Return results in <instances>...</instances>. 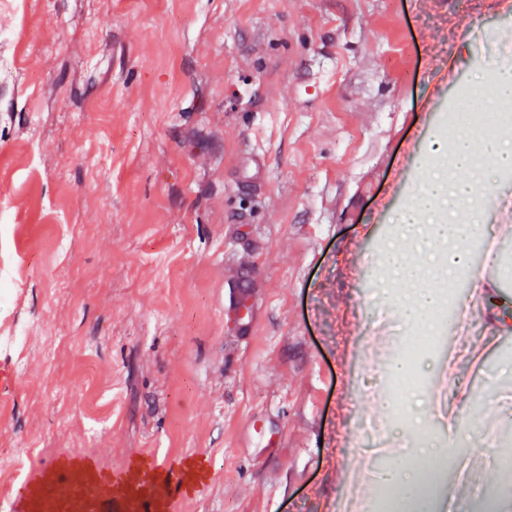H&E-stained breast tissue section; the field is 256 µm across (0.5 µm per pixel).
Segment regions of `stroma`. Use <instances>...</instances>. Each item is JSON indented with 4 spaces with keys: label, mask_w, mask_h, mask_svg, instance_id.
Segmentation results:
<instances>
[{
    "label": "stroma",
    "mask_w": 512,
    "mask_h": 512,
    "mask_svg": "<svg viewBox=\"0 0 512 512\" xmlns=\"http://www.w3.org/2000/svg\"><path fill=\"white\" fill-rule=\"evenodd\" d=\"M2 33L0 495L66 454L202 452L211 488L177 512H337L372 458L418 446L451 479L473 461L461 512H512L494 461L512 431L482 425L512 409V285L488 302L407 247L487 347L456 361L469 398L444 407L452 324L399 318L407 287L384 265L436 168L425 149L404 161L418 129L447 134L472 85L477 129L494 116L512 0H0ZM505 183L486 166L471 223L512 225ZM380 338L415 390H393ZM363 416L384 417L383 447Z\"/></svg>",
    "instance_id": "obj_1"
}]
</instances>
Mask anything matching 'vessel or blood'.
<instances>
[{
  "label": "vessel or blood",
  "instance_id": "vessel-or-blood-1",
  "mask_svg": "<svg viewBox=\"0 0 512 512\" xmlns=\"http://www.w3.org/2000/svg\"><path fill=\"white\" fill-rule=\"evenodd\" d=\"M212 462L203 453L174 459L134 456L122 467H104L93 454H72L30 469L0 512H99L103 499L122 512H175L180 498L207 485Z\"/></svg>",
  "mask_w": 512,
  "mask_h": 512
}]
</instances>
